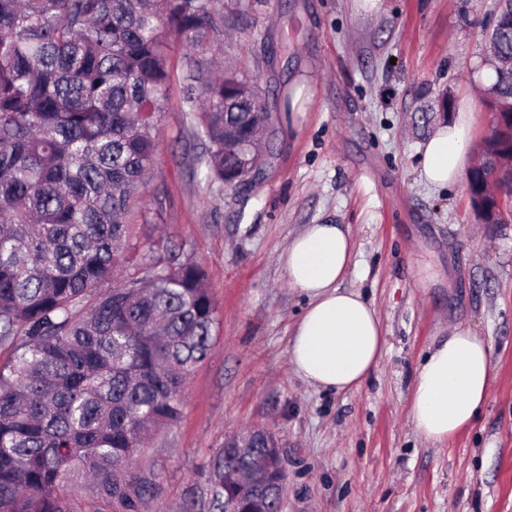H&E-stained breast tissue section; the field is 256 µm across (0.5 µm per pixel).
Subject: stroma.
<instances>
[{
	"mask_svg": "<svg viewBox=\"0 0 512 512\" xmlns=\"http://www.w3.org/2000/svg\"><path fill=\"white\" fill-rule=\"evenodd\" d=\"M497 0H224V59L258 79L280 132L254 181L208 187L184 112L187 47L170 48L160 156L136 224L135 263L156 241L199 262L218 313L211 351L189 378L180 421L137 452L159 490L138 512H182L212 454L245 428L271 431L288 482L283 512H512V223H480L466 180L421 179L429 106L452 93L477 160L493 114L478 73ZM346 225L344 287L375 307L384 346L356 389L308 385L289 341L306 297L279 256L306 225ZM490 347L478 420L442 443L415 431L411 389L428 350L453 328Z\"/></svg>",
	"mask_w": 512,
	"mask_h": 512,
	"instance_id": "1",
	"label": "stroma"
}]
</instances>
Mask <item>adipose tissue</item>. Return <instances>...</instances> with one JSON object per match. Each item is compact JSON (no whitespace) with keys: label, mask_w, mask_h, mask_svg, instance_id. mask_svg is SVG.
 <instances>
[{"label":"adipose tissue","mask_w":512,"mask_h":512,"mask_svg":"<svg viewBox=\"0 0 512 512\" xmlns=\"http://www.w3.org/2000/svg\"><path fill=\"white\" fill-rule=\"evenodd\" d=\"M469 121L458 114L424 146L422 176L432 186L458 182L467 164ZM350 232L339 224H310L297 233L279 262L291 287L308 304L289 343L290 361L315 388L345 392L376 369L384 345L374 306L343 287L352 261ZM490 349L482 337L457 329L424 357L414 380L409 414L417 433L440 443L470 426L489 396Z\"/></svg>","instance_id":"adipose-tissue-1"}]
</instances>
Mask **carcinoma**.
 Segmentation results:
<instances>
[{"instance_id": "cac0c4a2", "label": "carcinoma", "mask_w": 512, "mask_h": 512, "mask_svg": "<svg viewBox=\"0 0 512 512\" xmlns=\"http://www.w3.org/2000/svg\"><path fill=\"white\" fill-rule=\"evenodd\" d=\"M499 55L512 58V0H501ZM224 0H0V512H72L88 481L124 512L158 490L134 455L182 416L206 359L217 305L204 267L167 252L123 278L131 217L158 158L169 46L189 47L190 125L207 182L224 185L240 134L257 160L278 137L258 83L211 46ZM487 105L512 113V67L488 61ZM470 203L495 206L488 178L512 190V123L484 139ZM218 449L183 512H278V448Z\"/></svg>"}]
</instances>
